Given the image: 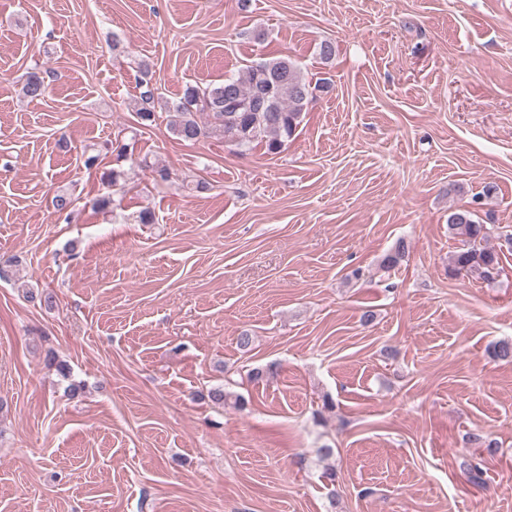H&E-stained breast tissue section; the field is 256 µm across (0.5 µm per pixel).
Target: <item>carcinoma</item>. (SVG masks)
Instances as JSON below:
<instances>
[{
  "label": "carcinoma",
  "instance_id": "cac0c4a2",
  "mask_svg": "<svg viewBox=\"0 0 512 512\" xmlns=\"http://www.w3.org/2000/svg\"><path fill=\"white\" fill-rule=\"evenodd\" d=\"M138 83L144 91L136 115L139 124L149 127L155 116V88L147 60L138 64ZM47 89L43 72H28L22 86L25 97L40 99ZM312 97L311 83L297 62L288 56L262 59L222 82L187 86L173 106L170 130L183 142L215 138L238 149L261 144L267 153L277 154L294 135ZM448 232L464 242L452 257L451 275L470 274L487 281L498 275L500 254L488 245L493 228L477 223L473 211L464 207L448 214Z\"/></svg>",
  "mask_w": 512,
  "mask_h": 512
}]
</instances>
